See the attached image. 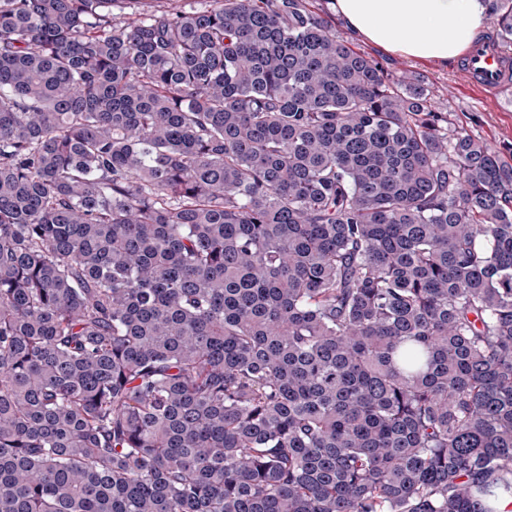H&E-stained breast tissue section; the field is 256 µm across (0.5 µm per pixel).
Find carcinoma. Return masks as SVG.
I'll use <instances>...</instances> for the list:
<instances>
[{"mask_svg": "<svg viewBox=\"0 0 512 512\" xmlns=\"http://www.w3.org/2000/svg\"><path fill=\"white\" fill-rule=\"evenodd\" d=\"M204 3L0 0V512H491L512 163L305 0Z\"/></svg>", "mask_w": 512, "mask_h": 512, "instance_id": "obj_1", "label": "carcinoma"}]
</instances>
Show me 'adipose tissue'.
<instances>
[{
    "label": "adipose tissue",
    "instance_id": "obj_1",
    "mask_svg": "<svg viewBox=\"0 0 512 512\" xmlns=\"http://www.w3.org/2000/svg\"><path fill=\"white\" fill-rule=\"evenodd\" d=\"M351 31L384 52L423 62L460 57L485 25V0H333Z\"/></svg>",
    "mask_w": 512,
    "mask_h": 512
}]
</instances>
